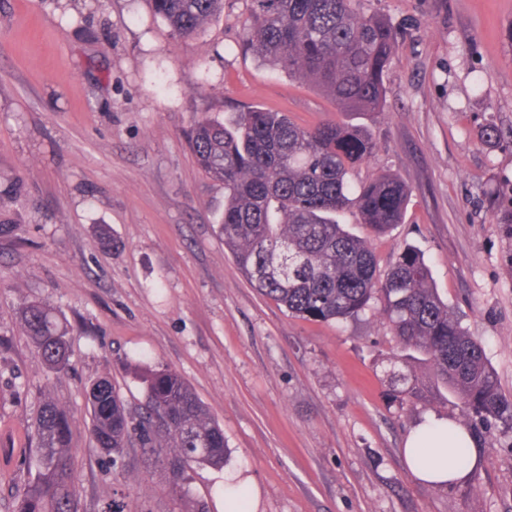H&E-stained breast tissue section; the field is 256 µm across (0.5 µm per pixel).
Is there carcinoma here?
I'll list each match as a JSON object with an SVG mask.
<instances>
[{
	"label": "carcinoma",
	"instance_id": "1",
	"mask_svg": "<svg viewBox=\"0 0 512 512\" xmlns=\"http://www.w3.org/2000/svg\"><path fill=\"white\" fill-rule=\"evenodd\" d=\"M172 34L189 38L224 9V0H150ZM242 45L264 65L322 89L343 112H373L384 98L382 76L396 33L378 16L357 12L353 0H251ZM196 163L224 184L218 230L236 268L263 296L294 317L314 322L355 319L380 303L398 338L394 362L423 357L454 390L469 426L488 437L512 427V399L501 391L485 349L468 334L433 286L421 253L406 248L386 277L376 274L372 238L401 223L408 190L395 174L377 172L354 184L351 171L375 157L367 131L345 122L312 128L283 112L250 107L226 124L202 118L189 133ZM353 210L369 228L359 237L338 217ZM20 325L42 362L69 367L70 329L49 302L19 307ZM94 450L115 468L129 446L171 457L169 482L189 496L197 465L224 466V430L190 385L169 369L145 380V401L133 410L109 373L88 389ZM71 416L44 397L24 459L35 474L15 512H78L70 446Z\"/></svg>",
	"mask_w": 512,
	"mask_h": 512
}]
</instances>
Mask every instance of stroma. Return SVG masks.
Segmentation results:
<instances>
[{"label": "stroma", "mask_w": 512, "mask_h": 512, "mask_svg": "<svg viewBox=\"0 0 512 512\" xmlns=\"http://www.w3.org/2000/svg\"><path fill=\"white\" fill-rule=\"evenodd\" d=\"M250 0L181 41L149 0H0V512L30 477L45 394L72 416L80 512H184L169 459L129 449L112 470L93 451L86 386L102 372L132 407L143 368L185 378L224 429L223 467H196L189 495L224 512L233 473L252 512H512V429L499 427L460 483L414 478L403 448L459 401L414 363L422 400L389 376L397 341L378 302L358 318L303 320L236 269L216 224L224 186L197 166L187 134L202 116L258 106L302 127H365L378 170L410 190L403 221L374 243L377 273L420 250L435 286L481 340L512 397V0H358L397 32L380 111L345 113L313 84L262 65L241 44ZM494 122L500 142L482 129ZM107 225L112 244L96 231ZM46 300L71 329V368L42 364L18 308Z\"/></svg>", "instance_id": "1"}]
</instances>
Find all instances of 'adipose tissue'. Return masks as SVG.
<instances>
[{
	"label": "adipose tissue",
	"instance_id": "obj_1",
	"mask_svg": "<svg viewBox=\"0 0 512 512\" xmlns=\"http://www.w3.org/2000/svg\"><path fill=\"white\" fill-rule=\"evenodd\" d=\"M426 433L431 436V452L425 460L419 461L415 459L413 450ZM452 442L465 449L466 459H459L455 453L449 452L448 445ZM404 457L410 473L418 480L443 485L465 476L467 468L476 465L478 451L471 431L464 424L449 417L431 415L406 440Z\"/></svg>",
	"mask_w": 512,
	"mask_h": 512
}]
</instances>
